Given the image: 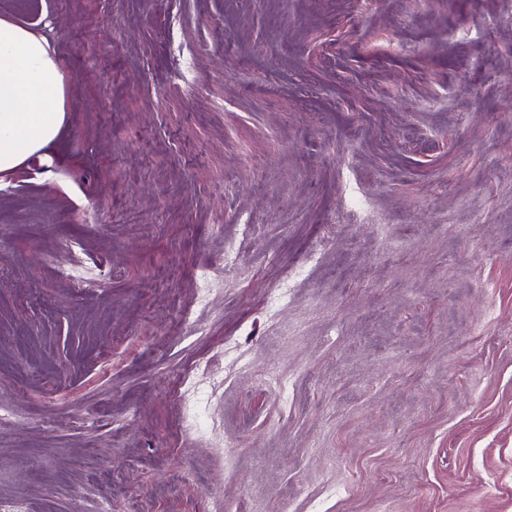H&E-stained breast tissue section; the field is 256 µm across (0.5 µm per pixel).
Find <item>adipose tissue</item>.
I'll list each match as a JSON object with an SVG mask.
<instances>
[{"instance_id": "ef3b65f1", "label": "adipose tissue", "mask_w": 512, "mask_h": 512, "mask_svg": "<svg viewBox=\"0 0 512 512\" xmlns=\"http://www.w3.org/2000/svg\"><path fill=\"white\" fill-rule=\"evenodd\" d=\"M66 119V91L49 40L0 18V182L47 157Z\"/></svg>"}]
</instances>
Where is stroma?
<instances>
[{"label":"stroma","mask_w":512,"mask_h":512,"mask_svg":"<svg viewBox=\"0 0 512 512\" xmlns=\"http://www.w3.org/2000/svg\"><path fill=\"white\" fill-rule=\"evenodd\" d=\"M0 18L68 109L0 189V504L512 512V0Z\"/></svg>","instance_id":"1"}]
</instances>
